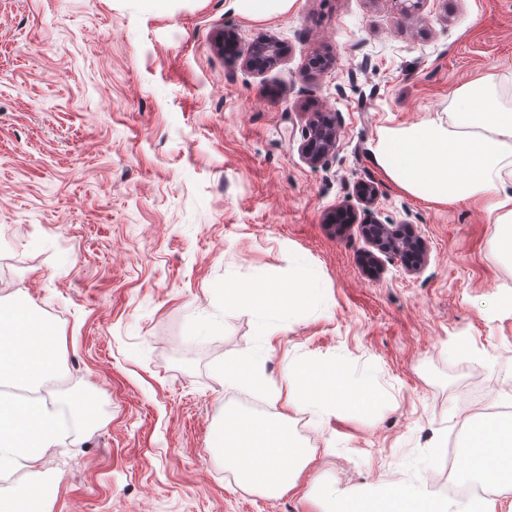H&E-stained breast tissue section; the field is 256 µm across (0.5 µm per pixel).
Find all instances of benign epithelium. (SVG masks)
<instances>
[{"label":"benign epithelium","instance_id":"obj_1","mask_svg":"<svg viewBox=\"0 0 512 512\" xmlns=\"http://www.w3.org/2000/svg\"><path fill=\"white\" fill-rule=\"evenodd\" d=\"M252 54L274 62L280 55L276 39L263 37L254 43ZM338 138L336 115L315 112L309 121L304 142L301 145L303 157L311 164H318L335 149ZM363 235L373 250L365 252L363 265L372 275L378 276L383 267L379 254L399 257L411 272H417L427 259V248L423 239L408 224H381L371 222L362 225Z\"/></svg>","mask_w":512,"mask_h":512}]
</instances>
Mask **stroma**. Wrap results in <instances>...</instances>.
Listing matches in <instances>:
<instances>
[{"label":"stroma","instance_id":"stroma-1","mask_svg":"<svg viewBox=\"0 0 512 512\" xmlns=\"http://www.w3.org/2000/svg\"><path fill=\"white\" fill-rule=\"evenodd\" d=\"M265 36L282 57L250 68ZM490 70L512 108V0H422L409 19L391 0H295L261 19L230 0H0L4 297L63 332L56 391L96 408L40 461L51 512H313L328 485L435 480L476 399L512 394V312L498 305L512 258L491 250L479 205L399 190L370 148L380 130L446 117L453 90ZM315 112L339 120L316 166L301 153ZM339 206L359 223H331ZM364 221L413 225L426 264L386 256L367 274ZM296 256L321 272L324 304L275 327L263 373L277 385L297 358L340 355L374 366L388 402L368 418L263 399L315 455L299 492L269 497L228 480L209 446L252 396L214 366L253 348L255 319L230 313L196 340L186 328L216 315L219 279L281 274ZM461 337L469 352L449 353Z\"/></svg>","mask_w":512,"mask_h":512}]
</instances>
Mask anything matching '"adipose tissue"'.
Instances as JSON below:
<instances>
[{"label": "adipose tissue", "instance_id": "ef3b65f1", "mask_svg": "<svg viewBox=\"0 0 512 512\" xmlns=\"http://www.w3.org/2000/svg\"><path fill=\"white\" fill-rule=\"evenodd\" d=\"M496 73L471 80L452 94L447 120L430 119L381 132L371 148L376 163L402 191L448 205L480 204L494 225V252L512 255V108L499 105ZM62 336L27 305H0V384L35 389L53 373ZM56 401H20L0 393V512H46L43 480L11 483L19 468L35 469L58 440ZM464 477L512 491V418L471 416L463 423ZM210 446L225 471L269 495L297 489L313 458L296 446L285 418L244 410L226 413ZM334 512H462L455 502L411 486L388 483L373 493L332 490Z\"/></svg>", "mask_w": 512, "mask_h": 512}]
</instances>
